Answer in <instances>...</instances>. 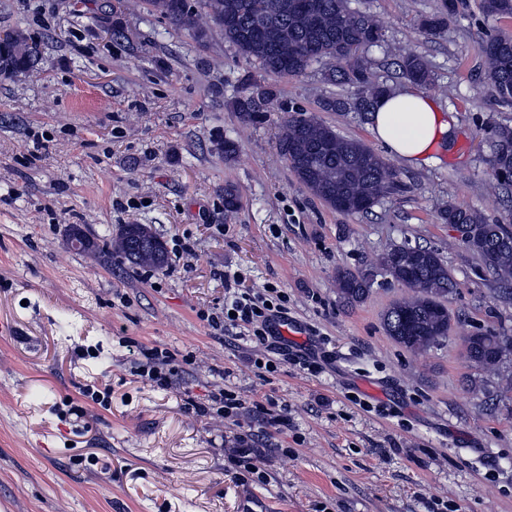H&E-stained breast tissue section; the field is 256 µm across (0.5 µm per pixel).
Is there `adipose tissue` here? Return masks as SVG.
Masks as SVG:
<instances>
[{
	"instance_id": "1",
	"label": "adipose tissue",
	"mask_w": 512,
	"mask_h": 512,
	"mask_svg": "<svg viewBox=\"0 0 512 512\" xmlns=\"http://www.w3.org/2000/svg\"><path fill=\"white\" fill-rule=\"evenodd\" d=\"M369 128L390 154L419 167L438 161L440 153L448 150L456 119L429 94L405 88L377 100Z\"/></svg>"
}]
</instances>
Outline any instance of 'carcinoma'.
Returning a JSON list of instances; mask_svg holds the SVG:
<instances>
[{"mask_svg":"<svg viewBox=\"0 0 512 512\" xmlns=\"http://www.w3.org/2000/svg\"><path fill=\"white\" fill-rule=\"evenodd\" d=\"M148 7L172 27L192 33L200 42L220 36L242 57L256 63L266 73L297 76L323 60L335 63L324 74L329 82L358 87L352 108L370 112L386 92L375 82L360 59L343 61L354 46L366 49L378 43L382 26L370 16L352 10L348 0H145ZM483 14L493 20L512 16V0H481ZM455 0H448L446 12L421 20L425 33L441 29L455 12ZM486 60V78L499 101L512 104V36L496 34L481 48ZM37 46L18 33H9L0 42V77L10 78L30 71ZM406 78L418 85H430L433 78L424 59L407 52L401 56ZM278 96L272 86L250 84L235 98L234 110L244 125L262 120L267 106ZM501 185H512V126L494 131ZM279 151L296 179L312 195L331 209L344 214L370 211L381 199L399 187L396 170L360 140L339 135L333 127L303 111L283 119ZM241 208V195L233 184L224 186V212ZM443 219L448 224H466L478 241L460 239V244L476 253L496 283L504 286L502 298L511 299L512 226L489 224L483 215L450 205ZM69 245L90 254L117 252L130 263L153 269L163 268L168 259L164 241L148 224H124L115 237L98 244L78 226H72ZM378 266L402 285L409 295L396 300L384 315L388 336L405 348L420 352L448 338L452 316L448 296L456 283L441 255L422 246L401 245L386 250ZM371 273L340 269L336 290L348 304L362 301L370 292ZM466 359L476 368L499 373L502 358L512 354V336L505 332L483 331L465 338Z\"/></svg>","mask_w":512,"mask_h":512,"instance_id":"1","label":"carcinoma"}]
</instances>
